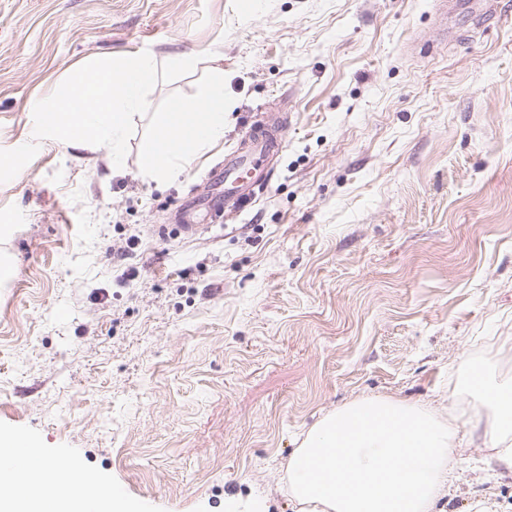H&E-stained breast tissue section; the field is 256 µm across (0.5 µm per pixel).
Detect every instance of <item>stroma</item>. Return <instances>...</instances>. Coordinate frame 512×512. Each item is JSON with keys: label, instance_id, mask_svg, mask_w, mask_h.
<instances>
[{"label": "stroma", "instance_id": "stroma-1", "mask_svg": "<svg viewBox=\"0 0 512 512\" xmlns=\"http://www.w3.org/2000/svg\"><path fill=\"white\" fill-rule=\"evenodd\" d=\"M0 0V149L92 55L223 58L224 138L143 177L148 119L112 152L42 140L0 183V431L97 474L138 512H298L301 437L355 399L467 420L466 364L512 380V0ZM290 117L229 225L180 233L250 126ZM459 446L442 512H512V472Z\"/></svg>", "mask_w": 512, "mask_h": 512}]
</instances>
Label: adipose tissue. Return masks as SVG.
<instances>
[{"instance_id":"ef3b65f1","label":"adipose tissue","mask_w":512,"mask_h":512,"mask_svg":"<svg viewBox=\"0 0 512 512\" xmlns=\"http://www.w3.org/2000/svg\"><path fill=\"white\" fill-rule=\"evenodd\" d=\"M468 374L473 393L485 409L483 420L474 421L473 426L483 429L492 444V462L512 471V383L494 381L485 366L471 367ZM63 475V468L46 462L28 477L1 472L0 512H83L88 499L97 502L100 512H134L132 503L112 495L96 475L80 474L75 491L62 489ZM41 486L57 487L59 493L42 497L37 492Z\"/></svg>"}]
</instances>
